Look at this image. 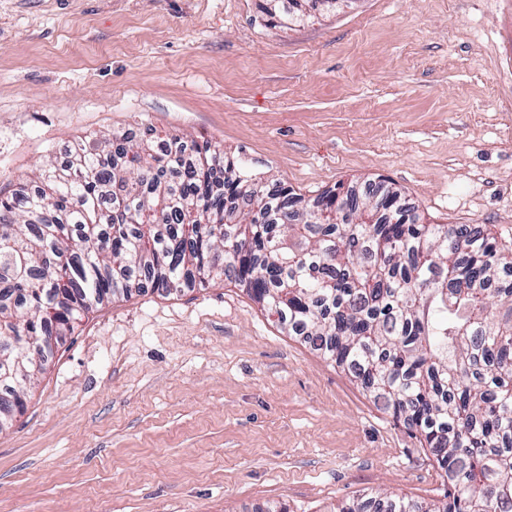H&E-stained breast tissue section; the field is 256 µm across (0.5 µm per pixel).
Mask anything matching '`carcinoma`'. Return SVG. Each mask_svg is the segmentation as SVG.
I'll list each match as a JSON object with an SVG mask.
<instances>
[{
    "label": "carcinoma",
    "instance_id": "1",
    "mask_svg": "<svg viewBox=\"0 0 512 512\" xmlns=\"http://www.w3.org/2000/svg\"><path fill=\"white\" fill-rule=\"evenodd\" d=\"M303 0L266 15L305 18ZM119 131L74 140L29 187L0 195V394L97 305L150 283L225 278L345 366L430 448L444 500L376 496L339 512H512V248L469 224H422L393 187L306 201L207 145ZM34 345L11 344L24 331Z\"/></svg>",
    "mask_w": 512,
    "mask_h": 512
}]
</instances>
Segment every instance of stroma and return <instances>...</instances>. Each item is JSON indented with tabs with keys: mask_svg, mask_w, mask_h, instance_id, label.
<instances>
[{
	"mask_svg": "<svg viewBox=\"0 0 512 512\" xmlns=\"http://www.w3.org/2000/svg\"><path fill=\"white\" fill-rule=\"evenodd\" d=\"M0 0V191L145 121L305 199L398 189L512 246V0ZM0 431V512H337L438 501L429 449L245 288L144 285L55 345ZM301 2L312 3H337L338 0H266V15L270 18L271 24L275 25L274 19L281 20L285 13H288V23H301L306 14L302 10ZM288 4V5H287ZM291 7L293 9H291Z\"/></svg>",
	"mask_w": 512,
	"mask_h": 512,
	"instance_id": "35a3bbf8",
	"label": "stroma"
}]
</instances>
